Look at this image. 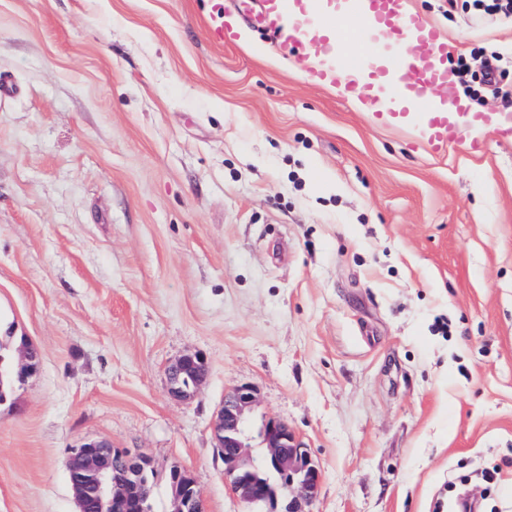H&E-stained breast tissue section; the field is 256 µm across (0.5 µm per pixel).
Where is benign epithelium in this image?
<instances>
[{"label": "benign epithelium", "instance_id": "7a95c632", "mask_svg": "<svg viewBox=\"0 0 512 512\" xmlns=\"http://www.w3.org/2000/svg\"><path fill=\"white\" fill-rule=\"evenodd\" d=\"M208 373L206 358L185 355L167 368L172 396L189 399L195 395ZM255 393L239 386L224 394L213 428L224 458V480L244 501L269 506L270 512H313L323 482V472L308 448L299 443L288 423L266 420L260 430L264 462L274 483L251 479L254 465L250 454V412ZM153 468L146 457L127 448H114L106 440L90 441L71 451L67 472L74 490L78 512H85L88 494H94L97 512H145L146 486L138 476ZM173 481V512H206L202 492L190 474Z\"/></svg>", "mask_w": 512, "mask_h": 512}]
</instances>
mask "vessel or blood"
I'll return each mask as SVG.
<instances>
[{
    "label": "vessel or blood",
    "mask_w": 512,
    "mask_h": 512,
    "mask_svg": "<svg viewBox=\"0 0 512 512\" xmlns=\"http://www.w3.org/2000/svg\"><path fill=\"white\" fill-rule=\"evenodd\" d=\"M259 18L271 27L270 40L288 58H301L318 81L343 78L346 94L357 90V78L383 63L389 82L371 98L374 119L404 99L425 100L434 86L448 83L447 42L408 8L407 0H257ZM325 22L324 36L310 41L306 33L315 19ZM358 21L361 41H373L372 52L351 53L350 21ZM416 53H409L406 36ZM399 129L437 150L457 142L462 126L451 112H415L399 121Z\"/></svg>",
    "instance_id": "b4317fda"
}]
</instances>
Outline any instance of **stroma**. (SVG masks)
<instances>
[{"label":"stroma","instance_id":"35a3bbf8","mask_svg":"<svg viewBox=\"0 0 512 512\" xmlns=\"http://www.w3.org/2000/svg\"><path fill=\"white\" fill-rule=\"evenodd\" d=\"M409 3L451 64L496 61L472 101L506 107L512 17ZM218 8L0 0V319L41 358L0 404V512H77L92 440L152 461L154 512L174 464L252 512L212 433L241 385L322 469L313 512H512V141L433 151L271 65L264 27L217 42ZM194 371L191 384H184L183 377L188 371ZM208 373L206 358L199 353L185 355L167 368L169 390L172 396L190 399L195 395Z\"/></svg>","mask_w":512,"mask_h":512}]
</instances>
